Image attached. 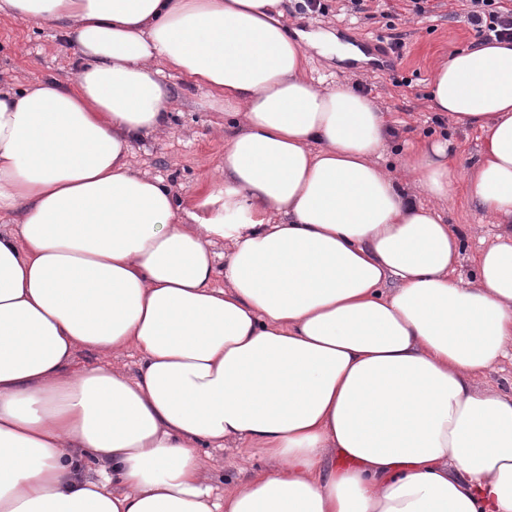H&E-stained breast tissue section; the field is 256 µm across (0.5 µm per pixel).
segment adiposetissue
Masks as SVG:
<instances>
[{
	"mask_svg": "<svg viewBox=\"0 0 512 512\" xmlns=\"http://www.w3.org/2000/svg\"><path fill=\"white\" fill-rule=\"evenodd\" d=\"M285 9L0 0L81 60L0 88V512H512V391L476 385L512 355V43L432 74L479 159L418 140L397 177L385 114L307 77L361 51ZM167 67L237 120L191 224L128 160L170 124ZM460 186L498 227L468 281L439 212ZM230 445L269 470L213 485Z\"/></svg>",
	"mask_w": 512,
	"mask_h": 512,
	"instance_id": "ef3b65f1",
	"label": "adipose tissue"
}]
</instances>
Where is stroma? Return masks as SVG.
Returning <instances> with one entry per match:
<instances>
[{
	"label": "stroma",
	"instance_id": "obj_1",
	"mask_svg": "<svg viewBox=\"0 0 512 512\" xmlns=\"http://www.w3.org/2000/svg\"><path fill=\"white\" fill-rule=\"evenodd\" d=\"M397 0H370L364 14H347L339 0H332L324 16H286L287 28L336 33L341 41L365 46L367 40L401 34L403 58L390 73L379 72L375 62H361L339 70L335 62L313 56L310 75L323 86L361 79L370 87V96L386 112L394 128L386 143L383 163L399 167L407 141L445 138L452 144V160L457 168L475 162L481 150V137L473 128L444 121L435 123L430 107L429 79L434 63L468 49L476 41L467 24L460 0H434L432 16L416 18L408 14L387 15ZM78 65V56L65 35L49 26L19 21L0 14V81L22 87L38 80H68ZM164 80L176 102L177 114L169 130L137 141L131 149L134 167L171 184L186 208H193L209 188V175L224 161V112L211 107L206 89L189 84L178 72L166 71ZM446 223L470 224L474 233L464 235L456 277L470 279L474 256L481 239L492 238L494 219L469 201L464 190H457L443 210ZM261 454L242 462L236 448L218 450L210 469L215 483L243 481L254 473L268 470Z\"/></svg>",
	"mask_w": 512,
	"mask_h": 512
}]
</instances>
